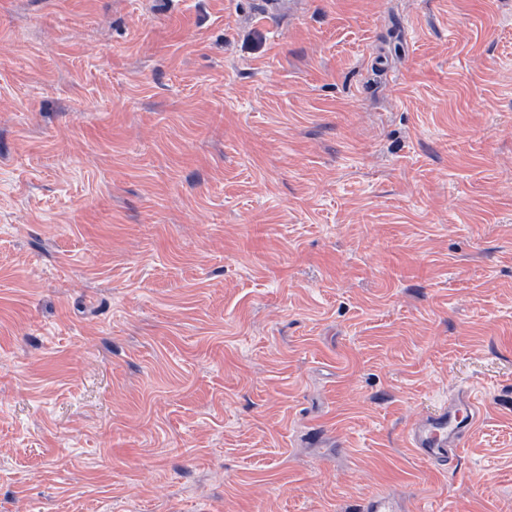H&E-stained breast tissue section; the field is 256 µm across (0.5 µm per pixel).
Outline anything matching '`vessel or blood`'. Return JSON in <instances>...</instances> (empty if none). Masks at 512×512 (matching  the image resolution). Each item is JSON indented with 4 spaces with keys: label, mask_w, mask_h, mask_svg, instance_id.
Wrapping results in <instances>:
<instances>
[{
    "label": "vessel or blood",
    "mask_w": 512,
    "mask_h": 512,
    "mask_svg": "<svg viewBox=\"0 0 512 512\" xmlns=\"http://www.w3.org/2000/svg\"><path fill=\"white\" fill-rule=\"evenodd\" d=\"M478 417L479 406L472 395L458 393L414 425L406 435V444L429 462L454 459Z\"/></svg>",
    "instance_id": "b4317fda"
}]
</instances>
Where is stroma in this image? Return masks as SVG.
I'll return each mask as SVG.
<instances>
[{"instance_id": "obj_1", "label": "stroma", "mask_w": 512, "mask_h": 512, "mask_svg": "<svg viewBox=\"0 0 512 512\" xmlns=\"http://www.w3.org/2000/svg\"><path fill=\"white\" fill-rule=\"evenodd\" d=\"M371 494L512 512V0H0V512ZM478 417L477 402L462 391L408 431L407 447L429 462L453 460Z\"/></svg>"}]
</instances>
